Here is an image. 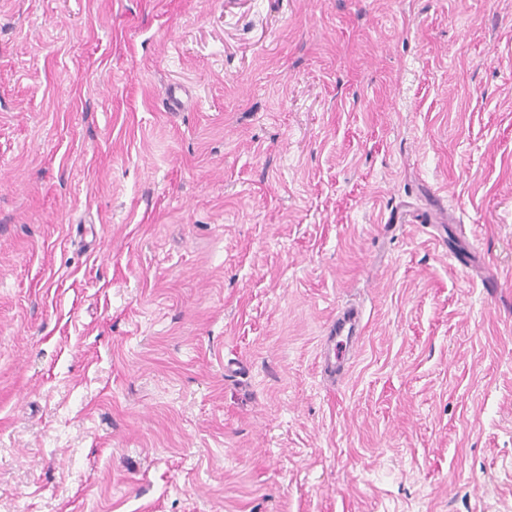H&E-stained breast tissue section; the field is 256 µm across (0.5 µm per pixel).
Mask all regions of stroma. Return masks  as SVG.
Instances as JSON below:
<instances>
[{
  "label": "stroma",
  "instance_id": "1",
  "mask_svg": "<svg viewBox=\"0 0 512 512\" xmlns=\"http://www.w3.org/2000/svg\"><path fill=\"white\" fill-rule=\"evenodd\" d=\"M0 512H512V0H0ZM361 335L360 309L354 305L340 308L326 336L328 350L321 361V374L324 378L336 381L344 375L347 354L361 339Z\"/></svg>",
  "mask_w": 512,
  "mask_h": 512
}]
</instances>
